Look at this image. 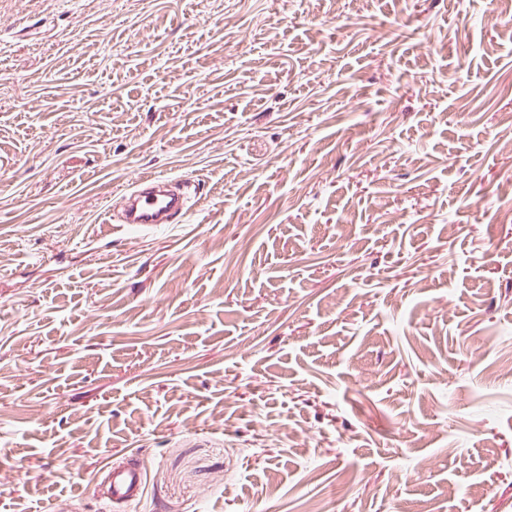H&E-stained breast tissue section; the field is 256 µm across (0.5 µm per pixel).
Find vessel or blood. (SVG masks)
<instances>
[{"mask_svg": "<svg viewBox=\"0 0 512 512\" xmlns=\"http://www.w3.org/2000/svg\"><path fill=\"white\" fill-rule=\"evenodd\" d=\"M180 186L179 180L168 177L136 176L124 192L123 223L149 228L172 223L185 208ZM106 481L111 501L130 503L142 495L145 474L135 465L117 466L108 470Z\"/></svg>", "mask_w": 512, "mask_h": 512, "instance_id": "vessel-or-blood-1", "label": "vessel or blood"}]
</instances>
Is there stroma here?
I'll use <instances>...</instances> for the list:
<instances>
[{"label": "stroma", "instance_id": "stroma-1", "mask_svg": "<svg viewBox=\"0 0 512 512\" xmlns=\"http://www.w3.org/2000/svg\"><path fill=\"white\" fill-rule=\"evenodd\" d=\"M0 9V512H512L498 0ZM180 186L183 187L184 182L168 177L136 176L122 194L127 200L122 224L149 228L173 224L174 218L183 215L185 208ZM105 480L108 484L110 503H131L143 493L145 474L136 465L117 466L107 471Z\"/></svg>", "mask_w": 512, "mask_h": 512}]
</instances>
